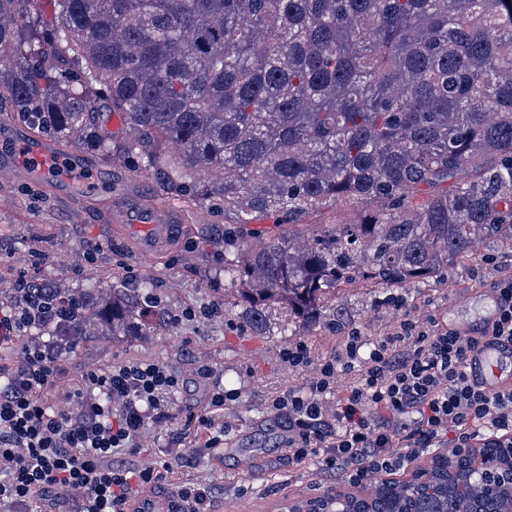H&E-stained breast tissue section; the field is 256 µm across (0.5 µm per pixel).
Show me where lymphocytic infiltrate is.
<instances>
[{"label":"lymphocytic infiltrate","instance_id":"obj_1","mask_svg":"<svg viewBox=\"0 0 512 512\" xmlns=\"http://www.w3.org/2000/svg\"><path fill=\"white\" fill-rule=\"evenodd\" d=\"M0 279L10 284L0 296V512H123L156 489L187 512H219L214 491L184 472L197 449L224 456L228 396L210 367L186 375L156 360H124L59 387L64 357L80 338L46 340L40 332L60 326L61 306L83 303L84 293L51 287L1 260ZM494 292L495 317L476 331L434 317L424 326L406 319L363 360L362 338L349 330L308 391L288 388L268 402L287 433L289 462L316 457L357 484L393 474L403 448L415 458L474 440L512 444V389L488 393L467 373L480 344L512 348V275L500 277ZM339 369L357 383L330 406L325 395ZM193 377L204 389L186 411L177 396ZM150 422L175 423L168 458L146 460L140 434Z\"/></svg>","mask_w":512,"mask_h":512}]
</instances>
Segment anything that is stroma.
<instances>
[{"instance_id":"1","label":"stroma","mask_w":512,"mask_h":512,"mask_svg":"<svg viewBox=\"0 0 512 512\" xmlns=\"http://www.w3.org/2000/svg\"><path fill=\"white\" fill-rule=\"evenodd\" d=\"M84 154L89 169L100 174L92 193L75 191L66 173L58 176L66 184L60 192L39 180L18 182L0 175V254L54 287L84 291L97 286L107 297L123 283L122 265L153 281L161 305L151 312L143 335L94 336L80 342L67 360L68 372L75 375L129 359L160 360L181 371L192 362L209 365L225 390L237 395L224 411L230 441L223 460L197 452L191 475L198 484L223 491L224 512H287L289 505L346 490L340 473L321 470L316 460L288 462L281 448L284 431L266 408L271 392L310 385L318 363L338 346L342 329H358L365 356L405 318L421 323L432 316L448 322L464 319L480 326L495 297L494 280L512 272V246L491 237L467 263L426 281L399 287L363 283L337 291L307 322L286 303L266 302L263 323L256 326L245 313L239 285L224 275L223 252L211 244L245 221L266 239L284 232V225L257 213L242 218L219 203L165 198L151 177L132 171L126 158L105 162L93 147ZM112 197L170 202L183 221L166 247L144 258L134 236L100 221V207ZM91 241L100 249L86 261L82 253ZM36 251L42 255L38 267L32 264ZM216 300L224 304L223 317L173 323V314L181 309ZM299 341L309 346L312 362L294 367L283 353Z\"/></svg>"}]
</instances>
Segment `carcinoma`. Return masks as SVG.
<instances>
[{
	"label": "carcinoma",
	"instance_id": "obj_1",
	"mask_svg": "<svg viewBox=\"0 0 512 512\" xmlns=\"http://www.w3.org/2000/svg\"><path fill=\"white\" fill-rule=\"evenodd\" d=\"M0 0V102L40 134L133 160L194 204L299 218L332 203L359 219L254 250L224 240V275L259 306L313 319L361 281L405 285L473 245L512 243V3L505 0ZM137 136L118 145L97 106ZM451 183L448 191L443 185ZM145 281L85 303L71 324L146 328ZM450 453L318 512H512L500 448ZM295 505L290 512L313 506Z\"/></svg>",
	"mask_w": 512,
	"mask_h": 512
}]
</instances>
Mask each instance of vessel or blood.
I'll return each mask as SVG.
<instances>
[{"instance_id":"vessel-or-blood-1","label":"vessel or blood","mask_w":512,"mask_h":512,"mask_svg":"<svg viewBox=\"0 0 512 512\" xmlns=\"http://www.w3.org/2000/svg\"><path fill=\"white\" fill-rule=\"evenodd\" d=\"M24 147L31 157V164L25 165L13 161L0 164V170L10 174L15 179H26L36 176L38 163L49 160L53 154L51 147L36 139H28ZM108 222L124 227L136 235L140 242V251L144 256L156 254L173 234L175 215L171 208L140 203L137 207H129L127 203L118 202L106 212ZM501 351L496 347H486L473 354L470 371L473 376L482 381L485 390L490 392L511 386V378L498 377V363ZM137 512H181L179 500L170 498L167 494H155L143 497L136 504Z\"/></svg>"}]
</instances>
